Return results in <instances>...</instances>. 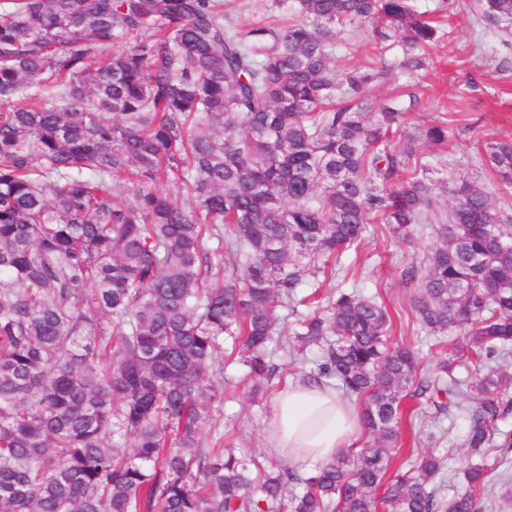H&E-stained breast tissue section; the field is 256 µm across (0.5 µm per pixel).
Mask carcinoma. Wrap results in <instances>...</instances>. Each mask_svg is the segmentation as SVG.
<instances>
[{
  "label": "carcinoma",
  "mask_w": 512,
  "mask_h": 512,
  "mask_svg": "<svg viewBox=\"0 0 512 512\" xmlns=\"http://www.w3.org/2000/svg\"><path fill=\"white\" fill-rule=\"evenodd\" d=\"M512 23V0H478ZM283 23L224 0H0V512H484L471 464L512 409V215L467 182L435 211L433 169L390 146L417 97L372 108L370 86L421 69L439 27L414 0H271ZM370 24L402 57L336 67V30ZM438 148L448 126L421 130ZM484 161L512 188V141ZM134 175L137 186L114 181ZM172 184L182 193L158 189ZM371 224L441 239L412 314L448 345L430 378L390 314L357 290L298 319L320 348L310 380L363 399L369 436L253 495V459L207 445L224 396V337L271 379L278 310ZM475 365L462 381L457 368ZM469 391L465 487L439 496L430 451L388 475L408 392L452 417Z\"/></svg>",
  "instance_id": "obj_1"
}]
</instances>
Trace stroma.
Returning a JSON list of instances; mask_svg holds the SVG:
<instances>
[{
  "instance_id": "obj_1",
  "label": "stroma",
  "mask_w": 512,
  "mask_h": 512,
  "mask_svg": "<svg viewBox=\"0 0 512 512\" xmlns=\"http://www.w3.org/2000/svg\"><path fill=\"white\" fill-rule=\"evenodd\" d=\"M419 11L445 17V34L426 48V64L394 82H380L370 91L378 103L395 95L416 94L419 104L404 115L393 139L394 145L414 135L419 127L436 122L448 125V141L441 150L419 146L420 161L442 157L436 178L443 183L467 180L483 189L498 208L512 213V192L503 190L492 171L484 166L481 152L486 143L512 139V32L479 21L478 0H417ZM377 52L361 34L338 32L335 57L340 67L360 68L371 64ZM439 243L432 225H423L412 242L393 237L381 224L371 225L365 238L339 256L335 275L307 279L306 288L323 292L358 289L375 298L389 311L390 342L414 343L422 356L421 374H432L440 357L431 337L414 320L410 303L416 283L405 278V269L422 263ZM278 334L269 347L274 368L271 383L253 394V381L238 356L232 339L224 341V401L218 406L220 431L225 446L250 454L263 472H270L281 458L265 445V430L278 392L288 381L300 380L316 368L317 348L294 349L290 337L297 317L281 309ZM405 399L401 438L393 450L394 465H408L418 454L435 450L445 459V474L439 485L444 498H452L463 485L466 419L464 414L434 418L431 410H415ZM483 462L491 470V496L486 512H506L501 494L512 486V448H490Z\"/></svg>"
}]
</instances>
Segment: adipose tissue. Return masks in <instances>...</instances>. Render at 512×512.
<instances>
[{
	"label": "adipose tissue",
	"instance_id": "adipose-tissue-1",
	"mask_svg": "<svg viewBox=\"0 0 512 512\" xmlns=\"http://www.w3.org/2000/svg\"><path fill=\"white\" fill-rule=\"evenodd\" d=\"M360 431L354 403L328 386L289 383L277 396L267 442L290 466L335 458Z\"/></svg>",
	"mask_w": 512,
	"mask_h": 512
}]
</instances>
